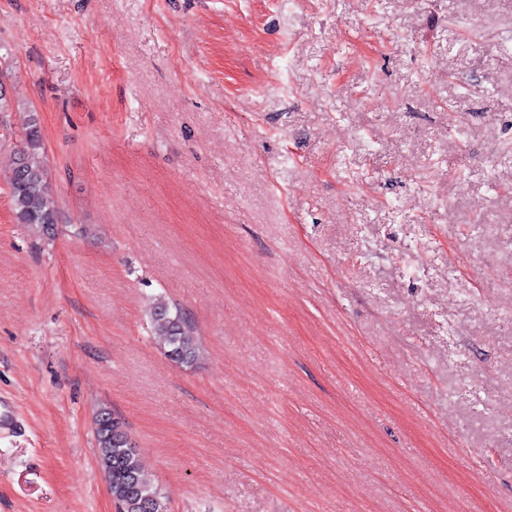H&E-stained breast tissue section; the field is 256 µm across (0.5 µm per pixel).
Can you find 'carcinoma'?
Returning a JSON list of instances; mask_svg holds the SVG:
<instances>
[{
	"instance_id": "obj_1",
	"label": "carcinoma",
	"mask_w": 512,
	"mask_h": 512,
	"mask_svg": "<svg viewBox=\"0 0 512 512\" xmlns=\"http://www.w3.org/2000/svg\"><path fill=\"white\" fill-rule=\"evenodd\" d=\"M43 150L38 115L30 112L21 147L12 158L10 200L16 223L47 232L59 223L61 209L40 160ZM149 317L164 355L181 366H194L199 349L185 314L158 301L150 307ZM94 424L100 464L118 512H168L167 496L143 470L125 423L104 406Z\"/></svg>"
}]
</instances>
